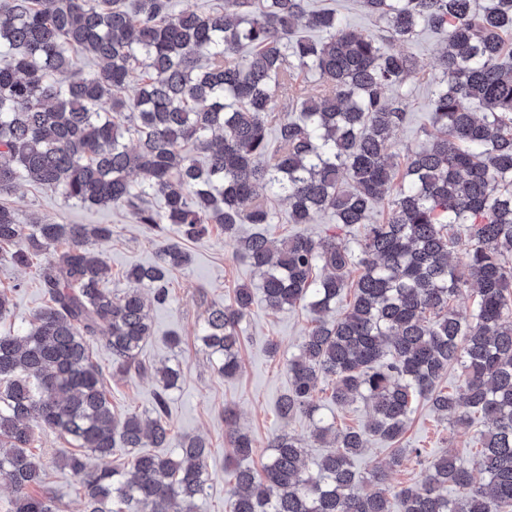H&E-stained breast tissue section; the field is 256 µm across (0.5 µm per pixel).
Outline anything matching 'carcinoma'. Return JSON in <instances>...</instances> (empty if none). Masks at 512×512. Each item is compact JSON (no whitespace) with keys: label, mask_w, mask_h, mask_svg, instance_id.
<instances>
[{"label":"carcinoma","mask_w":512,"mask_h":512,"mask_svg":"<svg viewBox=\"0 0 512 512\" xmlns=\"http://www.w3.org/2000/svg\"><path fill=\"white\" fill-rule=\"evenodd\" d=\"M385 25L377 38L349 28L307 0H224L206 12L174 13L170 0H7L0 5V197L20 182L83 204L125 207L138 224L176 226L198 241L217 224L258 276L266 306H301L312 327L287 361L281 418L305 416L327 452L312 464L285 434L261 469L242 461L252 439L234 431L231 512H505L512 508V0H361ZM445 35L438 70L427 72L394 45L419 28ZM302 29L325 32L316 40ZM94 61L90 71L80 56ZM138 79L137 94L122 97ZM431 87L435 124L399 167L389 142L406 112L404 87ZM288 98L295 118L282 116ZM478 103L472 112L465 101ZM136 138L132 145L126 136ZM158 198L155 208L149 200ZM288 203L293 224L331 212L360 226L352 246L297 233L280 245L264 234L238 238L239 224H272L271 201ZM388 201V216L371 215ZM472 240L458 264L447 229ZM110 224L21 223L0 200V249L17 266L54 250L41 275L48 304L20 334L0 333V482L15 512H56L29 489L43 471L32 451L45 427L80 449L64 459L85 512H197L210 446L176 437L168 398L177 364L156 370L148 412L112 408L93 348L112 369L147 370L138 353L152 334L146 296L163 304L173 270L189 263L166 244L154 263L132 267L134 287H102L109 268L96 242ZM63 249H58V246ZM359 272L356 279L350 274ZM473 287V308L453 301ZM352 299L342 314L336 301ZM253 287L214 305L199 340L220 375L240 368L241 324ZM457 368L462 392L439 388ZM359 400L367 429L336 428L319 414ZM427 403L452 424H481V448L466 462L442 454L417 487L396 490L386 465L361 473L353 457L370 433L397 443ZM129 468L112 465L117 448ZM150 448H175L170 457ZM101 464L89 469L86 454ZM398 510H392L393 504Z\"/></svg>","instance_id":"1"}]
</instances>
